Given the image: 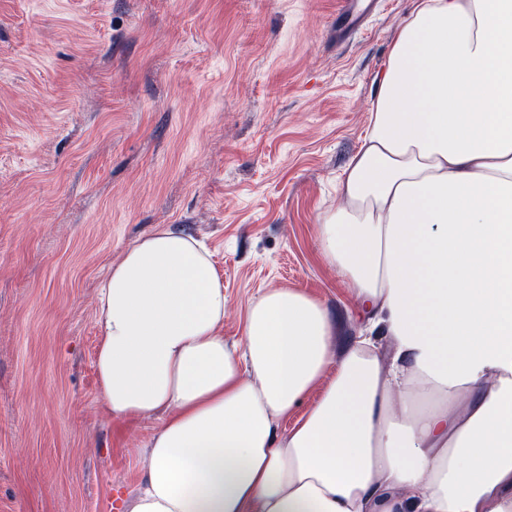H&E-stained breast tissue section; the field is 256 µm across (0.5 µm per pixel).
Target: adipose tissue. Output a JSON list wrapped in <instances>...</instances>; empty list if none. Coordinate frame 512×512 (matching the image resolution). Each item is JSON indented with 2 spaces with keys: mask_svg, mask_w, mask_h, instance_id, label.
<instances>
[{
  "mask_svg": "<svg viewBox=\"0 0 512 512\" xmlns=\"http://www.w3.org/2000/svg\"><path fill=\"white\" fill-rule=\"evenodd\" d=\"M370 112L318 226L366 316L344 353L293 289L228 345L180 227L111 265L102 405L162 421L128 512H512V0H415Z\"/></svg>",
  "mask_w": 512,
  "mask_h": 512,
  "instance_id": "1",
  "label": "adipose tissue"
}]
</instances>
